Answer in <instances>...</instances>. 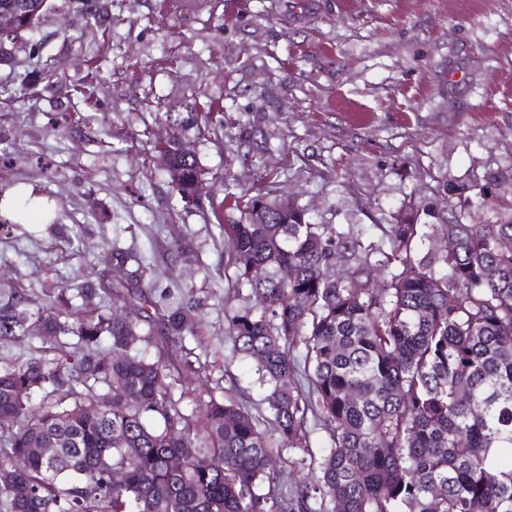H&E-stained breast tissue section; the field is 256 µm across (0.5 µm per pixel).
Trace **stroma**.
I'll return each mask as SVG.
<instances>
[{
  "label": "stroma",
  "mask_w": 512,
  "mask_h": 512,
  "mask_svg": "<svg viewBox=\"0 0 512 512\" xmlns=\"http://www.w3.org/2000/svg\"><path fill=\"white\" fill-rule=\"evenodd\" d=\"M48 0L27 47L0 62V306L22 293L31 311L65 314L104 245L129 270L203 304L178 349L156 334L143 354L167 368L202 367L266 415L254 361L234 350L225 311L255 306L236 290L224 227L240 217L225 193L292 198L313 220L389 225L429 202L448 212L446 183L482 182L512 166V0ZM36 52H29V45ZM56 70L54 84L40 71ZM194 108L223 120L183 140L208 197L181 200L157 142L160 115ZM50 219L25 220L19 187ZM77 339L0 342V363L53 357Z\"/></svg>",
  "instance_id": "obj_1"
}]
</instances>
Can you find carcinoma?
<instances>
[{
    "label": "carcinoma",
    "instance_id": "obj_1",
    "mask_svg": "<svg viewBox=\"0 0 512 512\" xmlns=\"http://www.w3.org/2000/svg\"><path fill=\"white\" fill-rule=\"evenodd\" d=\"M46 7L0 0V61ZM165 117L171 183L197 204L202 173L179 144L198 113ZM509 176L491 172L471 189L485 200ZM446 190L462 211L444 224L445 238L429 231L443 220L430 204L390 225L379 244L265 195L224 225L235 288L265 304L224 318L268 386V418L230 387L222 398L207 388L195 412L181 411L173 392L199 371L187 360L174 377L130 337L145 324L184 343L197 335L201 301L190 289L174 305L146 298L140 280L120 276L126 252L105 246L99 263L117 277L86 281L81 296L110 293L115 307L139 299L135 319L80 309L70 321L34 320L17 296L0 309V341L73 335L84 352L0 367V512H512V204L492 223H467L466 187ZM113 388L122 394L111 399ZM310 415L329 431L318 457ZM186 448L211 465L197 466ZM286 450L312 469L283 494L274 464Z\"/></svg>",
    "mask_w": 512,
    "mask_h": 512
}]
</instances>
